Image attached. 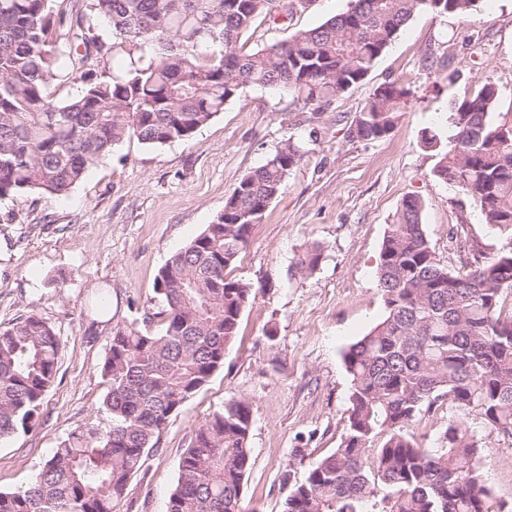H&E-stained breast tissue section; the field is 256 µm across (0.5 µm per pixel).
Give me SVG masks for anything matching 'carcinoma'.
<instances>
[{
  "label": "carcinoma",
  "instance_id": "1",
  "mask_svg": "<svg viewBox=\"0 0 512 512\" xmlns=\"http://www.w3.org/2000/svg\"><path fill=\"white\" fill-rule=\"evenodd\" d=\"M50 0H0V198L67 194L113 145L187 141L247 86L288 92L319 109L364 81L415 14L468 15L479 0H351L323 23L250 54L237 42L275 0H84L54 17ZM104 21L112 41L89 34ZM121 53L119 72L98 73L87 51ZM80 85L68 101L49 87ZM409 87L377 86L349 126L381 140L405 115ZM499 88L482 81L448 116L454 130L434 175L469 197L485 224L512 232V120L495 122ZM306 151L287 140L245 174L224 210L160 269V329L115 326L102 374L112 428L71 432L29 484L0 491V512H113L130 477L170 417L224 365L254 296L230 276L251 226L280 193ZM423 203L405 197L377 263L385 315L352 343L345 433L308 464L283 512H493L483 448L463 422L441 445L412 432L421 413L447 400L492 432L512 436V250L443 263L422 224ZM60 338L30 315L0 329V439L31 426L52 384ZM250 405L233 401L194 431L167 512H244L250 469Z\"/></svg>",
  "mask_w": 512,
  "mask_h": 512
}]
</instances>
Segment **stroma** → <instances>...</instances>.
<instances>
[{
    "label": "stroma",
    "instance_id": "obj_1",
    "mask_svg": "<svg viewBox=\"0 0 512 512\" xmlns=\"http://www.w3.org/2000/svg\"><path fill=\"white\" fill-rule=\"evenodd\" d=\"M349 3L302 0L288 15H261L238 48L248 53L287 40ZM486 79L499 87L497 113L512 116V0H480L463 18L415 15L368 78L321 112L299 109L284 91L248 87L190 140L149 147L127 138L66 195L0 199V327L34 314L61 340L33 428L0 439V490L25 487L72 431L110 428L102 365L113 327L159 326L161 267L222 212L244 174L292 138L311 150L252 227L231 271L256 291L238 336L223 367L170 417L114 509L167 512L194 430L243 399L252 427L242 506L282 512L292 483L306 475L294 449L312 462L345 432L351 381L343 353L385 315L376 268L403 199L422 200L426 234L451 264L465 239L489 255L512 246V235L484 224L469 198L435 176L438 157L423 142L430 130L448 143L453 130L445 118L454 102ZM389 82L412 88L404 118L384 139H352L355 112ZM315 246L317 268L299 270ZM461 420L483 442L494 504L512 512V438L445 405L421 414L413 430L435 448L448 423Z\"/></svg>",
    "mask_w": 512,
    "mask_h": 512
}]
</instances>
